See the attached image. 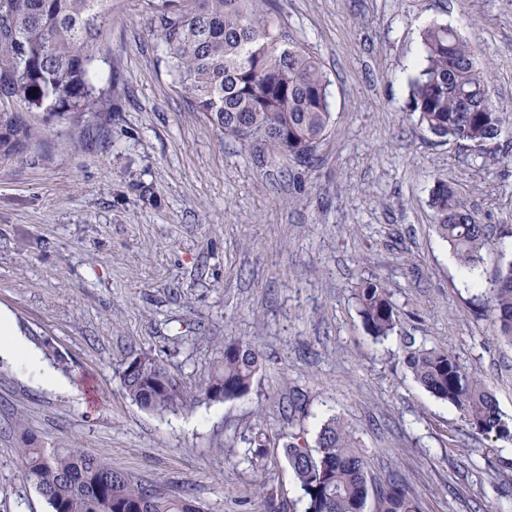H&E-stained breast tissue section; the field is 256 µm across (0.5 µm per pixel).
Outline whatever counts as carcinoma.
Here are the masks:
<instances>
[{"label":"carcinoma","mask_w":512,"mask_h":512,"mask_svg":"<svg viewBox=\"0 0 512 512\" xmlns=\"http://www.w3.org/2000/svg\"><path fill=\"white\" fill-rule=\"evenodd\" d=\"M262 0H157L154 23L162 61L186 103L224 136L244 146H267L303 166L316 160L332 113L329 81L319 61L287 38L264 14ZM112 21V0H0V159H19L35 136L23 118L36 112H110L111 90L97 86L93 64ZM422 67L411 85L410 110L442 141L483 148L498 139L501 112L489 111L486 77L466 40L450 25L423 33ZM433 229L465 269L486 260L496 277L486 316L496 336L512 344V260L501 233L479 221L462 193L446 183L432 195ZM360 314L376 340L394 333L397 311L384 284L366 279L356 289ZM415 380L459 409L479 435L512 440L491 391L448 351L423 348L408 360ZM128 397L145 410L187 405L190 392L150 351L120 362ZM261 368L249 343L231 339L204 392L209 401L245 395ZM266 436L247 438L245 456L258 464ZM24 475L50 512H201L190 493L175 496L161 484L141 483L115 470L102 455L78 446L43 448L22 432ZM284 457L304 500V512H365L367 463L354 429L332 416L320 426L317 447L290 434ZM376 512H421L398 480L375 489Z\"/></svg>","instance_id":"1"}]
</instances>
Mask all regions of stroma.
<instances>
[{"mask_svg": "<svg viewBox=\"0 0 512 512\" xmlns=\"http://www.w3.org/2000/svg\"><path fill=\"white\" fill-rule=\"evenodd\" d=\"M263 9L321 63L332 130L309 167L224 138L191 111L163 62L147 0H112L95 64L108 112H40L22 159L0 161V310L39 337L69 389L50 392L0 361V512H49L25 478L17 423L73 444L202 512H303L283 456L279 405L305 395L308 446L337 416L365 450L368 483L403 481L422 512H512V441L474 434L407 366L448 350L512 419V345L484 307L496 275L465 274L432 228L438 183L479 221L512 229V0H267ZM475 48L507 118L483 152L434 138L409 109L432 24ZM380 279L398 310L373 341L354 298ZM262 357L251 390L203 393L225 341ZM149 350L194 397L155 413L125 393L130 352ZM270 436L262 464L243 439Z\"/></svg>", "mask_w": 512, "mask_h": 512, "instance_id": "stroma-1", "label": "stroma"}]
</instances>
